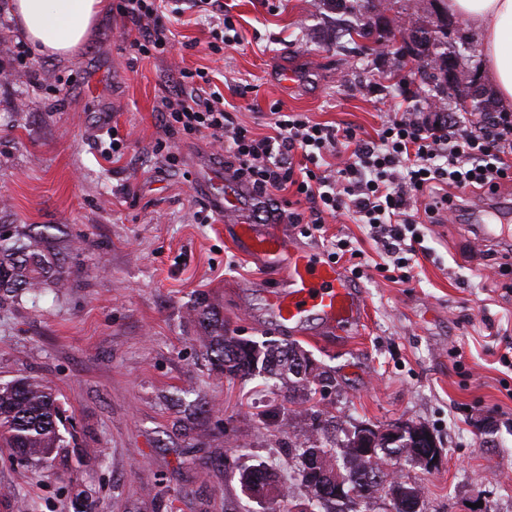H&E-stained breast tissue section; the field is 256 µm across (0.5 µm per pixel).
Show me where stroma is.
Instances as JSON below:
<instances>
[{"label": "stroma", "instance_id": "obj_1", "mask_svg": "<svg viewBox=\"0 0 512 512\" xmlns=\"http://www.w3.org/2000/svg\"><path fill=\"white\" fill-rule=\"evenodd\" d=\"M224 2L238 40L218 53L213 20L188 10L166 57L136 56L112 9L73 57L15 61L22 35L0 0V225H49L68 244L65 287L36 300L0 295V381L49 382L76 436L51 468L0 451V512H297L309 498L298 448L315 418L339 444L362 424L424 425L441 463L386 464L418 487L421 512H512V365L500 360L512 347V271L501 268L505 246L475 230L491 217L482 196L465 194L456 223L420 225L426 250L408 285L376 269L375 244L349 214L327 217L312 237L275 223L324 255L340 238L364 253L359 264L338 261L362 268L358 330L312 318L285 332L269 306L280 270L235 250L218 205L237 194L250 214L258 198L210 137L165 133L158 112L181 69L207 67L252 133L268 134L278 103L368 137L406 99L419 112L469 110L455 95L438 99L416 72L442 51L483 77L480 39L459 20L447 44L417 58L361 49L345 33L392 37L398 15L435 28L438 0ZM112 124L127 147L107 161ZM203 295L229 335L296 343L331 382L292 400L278 380L211 371L196 316ZM188 389L206 401L191 420L175 405ZM261 462L282 487L266 501L239 482V467Z\"/></svg>", "mask_w": 512, "mask_h": 512}]
</instances>
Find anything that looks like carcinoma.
I'll return each instance as SVG.
<instances>
[{"instance_id": "carcinoma-1", "label": "carcinoma", "mask_w": 512, "mask_h": 512, "mask_svg": "<svg viewBox=\"0 0 512 512\" xmlns=\"http://www.w3.org/2000/svg\"><path fill=\"white\" fill-rule=\"evenodd\" d=\"M396 27L406 45L430 42L429 32L424 29L408 28L401 23ZM453 91L473 100L475 110L494 111L491 99L472 95L470 75L464 70L460 71ZM65 250L66 246L54 236L1 224L0 292L15 297L22 291L35 293L50 284L56 288L65 287L61 263ZM197 320L206 359L213 371L241 378L268 374L280 380L287 387L288 395L293 397H306L312 392L313 384L329 381L323 371L303 375L294 371L293 358L306 360L308 356L292 343H259L260 360L253 364L249 349L255 341L227 335L224 318L211 303H201ZM62 424L63 411L51 384L27 376L0 382L1 450L41 465H50L56 461L59 450L67 447ZM319 433L320 429H312L299 453L302 482L318 512H356L353 506L364 500L362 491L370 486L378 490L387 488L391 512H420L419 489L400 478L388 477L381 466L386 460L402 455L421 462L420 453H430L433 448L411 446L412 435L429 433L426 427L409 424L407 436L400 441L378 440L374 444L375 452L370 456L359 453L354 434L336 450L317 445ZM240 483L256 498L264 497L269 488L280 490L275 474L263 464L242 469Z\"/></svg>"}]
</instances>
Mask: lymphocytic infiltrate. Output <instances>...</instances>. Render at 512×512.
Listing matches in <instances>:
<instances>
[{"label": "lymphocytic infiltrate", "instance_id": "f902f5d3", "mask_svg": "<svg viewBox=\"0 0 512 512\" xmlns=\"http://www.w3.org/2000/svg\"><path fill=\"white\" fill-rule=\"evenodd\" d=\"M193 9L232 29L223 0H120L123 38L142 57L166 56L173 20ZM273 132L256 136L224 106L207 71L181 70L178 88L161 108L165 132L210 136L222 146L235 179L264 197L282 193L278 220L321 230L326 215L352 213L368 225L371 237L398 269L399 283L413 279L420 217L452 213L459 192L498 191L512 184V114L484 112L461 121L453 112L394 113L376 137L362 139L351 127L314 123L299 112L275 105ZM294 199H286V191ZM426 198L423 214L414 204ZM306 211L295 207L296 200Z\"/></svg>", "mask_w": 512, "mask_h": 512}]
</instances>
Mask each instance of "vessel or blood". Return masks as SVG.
Returning <instances> with one entry per match:
<instances>
[{"mask_svg": "<svg viewBox=\"0 0 512 512\" xmlns=\"http://www.w3.org/2000/svg\"><path fill=\"white\" fill-rule=\"evenodd\" d=\"M234 242L242 255L283 270V287L270 300L279 326L294 329L312 317L339 330L359 326L363 299L337 264L319 253L293 248L263 224L238 223Z\"/></svg>", "mask_w": 512, "mask_h": 512, "instance_id": "b4317fda", "label": "vessel or blood"}]
</instances>
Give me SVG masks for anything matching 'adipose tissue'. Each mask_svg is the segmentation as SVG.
<instances>
[{"label": "adipose tissue", "mask_w": 512, "mask_h": 512, "mask_svg": "<svg viewBox=\"0 0 512 512\" xmlns=\"http://www.w3.org/2000/svg\"><path fill=\"white\" fill-rule=\"evenodd\" d=\"M109 7L108 0H11L10 14L40 54L72 55L85 45ZM450 14L480 37L486 75L501 106L512 107V0H448Z\"/></svg>", "instance_id": "obj_1"}]
</instances>
